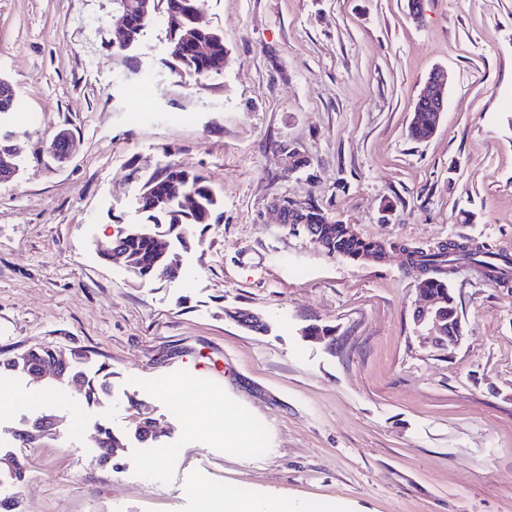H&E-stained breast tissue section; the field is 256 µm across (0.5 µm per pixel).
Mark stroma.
<instances>
[{
    "label": "stroma",
    "mask_w": 512,
    "mask_h": 512,
    "mask_svg": "<svg viewBox=\"0 0 512 512\" xmlns=\"http://www.w3.org/2000/svg\"><path fill=\"white\" fill-rule=\"evenodd\" d=\"M196 6L228 61L187 85L162 25L114 47L116 0H0V78L40 118L0 119L20 148L0 184V357L67 348L112 373L102 405L65 381L0 376V436L24 421L18 394L64 418L13 446L28 472L0 493L17 512H202L211 485L287 512H512V279L449 275L463 339L448 348L414 322L421 274L401 251L465 242L512 258V0H422L416 20L407 0ZM438 68L447 109L418 141L414 103ZM63 130L76 149L60 162L47 146ZM170 163L221 207L175 278L144 281L95 244L146 223L141 187ZM282 199L385 254L326 255L283 223ZM236 309L268 331L225 318ZM315 324L332 336L305 338ZM196 395L232 407L248 454L223 423L186 432ZM146 410L172 429L153 453L133 437ZM103 420L127 437L118 471L85 452Z\"/></svg>",
    "instance_id": "stroma-1"
}]
</instances>
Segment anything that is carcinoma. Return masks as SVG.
<instances>
[{
  "label": "carcinoma",
  "mask_w": 512,
  "mask_h": 512,
  "mask_svg": "<svg viewBox=\"0 0 512 512\" xmlns=\"http://www.w3.org/2000/svg\"><path fill=\"white\" fill-rule=\"evenodd\" d=\"M153 13L143 23L133 20L131 30L133 32L132 45L139 44L142 37L141 27L150 25L161 16L166 25L167 41L171 45L180 42L182 35L195 30L198 34L209 41L214 51L208 58L195 54L192 48L182 47L180 55L168 59L171 69L179 72V75L188 78L207 77L219 74L224 64V35L221 31L209 25L197 23L198 11L195 0H152ZM435 113L428 107L420 108L414 113L412 125L409 127L410 135L417 139L424 134L427 126L434 123ZM184 167L169 163L161 171L153 174L147 182L154 183L157 188V197L164 199V202L157 205L147 201L142 205V210L147 214L148 222L144 224H129L123 229L125 246L136 256L138 262L139 277L145 281L158 280L159 269L166 261V258L157 254L153 248V236L156 235V228L159 224H170L178 220L181 229L189 232L202 224L212 223L214 213L219 202L212 192L207 181L199 183L191 182L183 185L182 176ZM191 192L195 197V204L191 207L182 205V193ZM284 221L295 224H320L323 226V235L319 247L327 252H335L341 255L355 253L373 254L380 244L373 241H365L358 237L351 238L347 234V225L332 222L314 205L303 209H289L284 214ZM497 254L481 249L468 243H450L436 251L426 252L421 250L413 251V257L409 266L418 269L426 275L424 288L443 297V313L453 317L457 315V308L454 297L448 294V282L441 278L437 281L427 277L429 273L451 274L460 263H473L484 268L489 277L497 282L507 280V270L502 269L496 263ZM82 354H77L72 359V374L81 378L83 383L84 399L89 404H102L111 397V373L101 368L98 372L89 376L80 367ZM50 360V354L43 351L37 356L33 353H23L11 359L0 362V373L9 372L18 375L31 374L33 367L40 362ZM109 437L112 441L122 443L123 439L115 434L112 427L107 423L97 422L94 424L88 442L100 449L102 445L99 438Z\"/></svg>",
  "instance_id": "carcinoma-1"
}]
</instances>
